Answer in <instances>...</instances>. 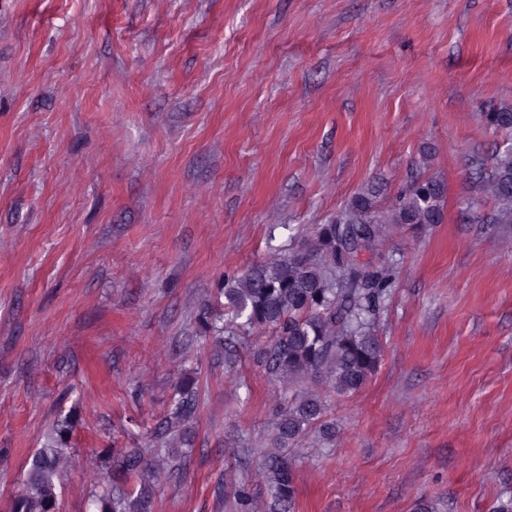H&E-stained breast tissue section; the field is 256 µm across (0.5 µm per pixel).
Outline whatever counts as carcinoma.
Returning <instances> with one entry per match:
<instances>
[{"label": "carcinoma", "instance_id": "carcinoma-1", "mask_svg": "<svg viewBox=\"0 0 512 512\" xmlns=\"http://www.w3.org/2000/svg\"><path fill=\"white\" fill-rule=\"evenodd\" d=\"M485 120L495 130L512 129V112H488ZM490 193L501 206L499 222L511 224L512 142L498 151ZM446 200V183L425 179L400 195L384 219L377 211L376 189L366 188L331 223L319 225L313 238L240 274L224 276L223 287L217 289L224 314L202 313V330L223 341L228 353L240 335L270 331L256 352L267 376L282 384L271 449L261 463L270 497L267 512H294L297 492L288 449L314 427L331 431L328 399L358 392L381 361L383 344L375 323L391 278L361 262L359 255L373 250L393 228L441 223ZM197 412V382L187 377L158 429L151 454L124 448L108 455L112 475L122 485L93 494L94 512H155L152 474L178 469L170 437L176 428L186 432ZM72 428L71 415H58L45 446L28 460L25 484L11 512H58Z\"/></svg>", "mask_w": 512, "mask_h": 512}]
</instances>
